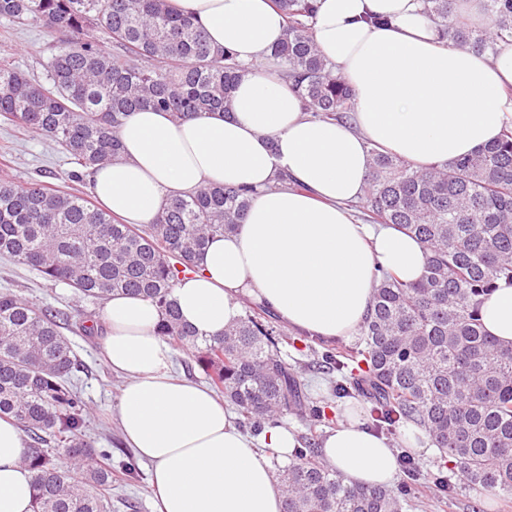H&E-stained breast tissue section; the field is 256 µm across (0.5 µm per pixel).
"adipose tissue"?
Instances as JSON below:
<instances>
[{
  "label": "adipose tissue",
  "mask_w": 512,
  "mask_h": 512,
  "mask_svg": "<svg viewBox=\"0 0 512 512\" xmlns=\"http://www.w3.org/2000/svg\"><path fill=\"white\" fill-rule=\"evenodd\" d=\"M194 17L215 50L242 71L231 112L181 119L135 109L118 131L117 157L89 171L90 190L127 224L152 223L165 202L207 185L253 191L243 224L210 241L176 284L181 319L221 335L244 301L267 305L290 329L326 340L351 336L382 271L413 281L427 250L391 224H364L371 149L418 169L478 151L512 120V41L492 54L457 49L425 15L422 0H316L314 44L354 95L352 119L305 114L273 52L286 19L273 0H168ZM151 300L118 295L104 309L105 362L125 377L117 417L127 448L149 465L154 512H282L266 449L290 454L286 428L253 437L223 400L173 370ZM485 331L512 345V285L481 306ZM348 483L393 485V448L349 413L321 442ZM18 426L0 419V512H33Z\"/></svg>",
  "instance_id": "1"
}]
</instances>
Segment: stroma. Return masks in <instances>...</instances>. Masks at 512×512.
Here are the masks:
<instances>
[{
	"instance_id": "obj_1",
	"label": "stroma",
	"mask_w": 512,
	"mask_h": 512,
	"mask_svg": "<svg viewBox=\"0 0 512 512\" xmlns=\"http://www.w3.org/2000/svg\"><path fill=\"white\" fill-rule=\"evenodd\" d=\"M47 43L48 37L39 26L18 27L0 20V50H8L12 66L32 78L39 80L43 77L40 60ZM70 168L66 154L52 141L0 122V177L17 182L40 180L89 194L88 182L76 184L68 180ZM2 288L16 289L33 303L70 312L71 320L63 333L82 364L74 376V383L90 409L86 419L87 438L94 448L112 451V512H153L147 469L143 464L134 463L115 417L114 407L124 379L112 373L104 361L103 304L79 298L66 285L48 282L34 269L5 257H0ZM313 346L310 337L291 331L282 343L281 351L283 359L298 375L307 396L320 401L328 395L336 373L315 366ZM438 455V450L434 449L419 457L424 476L411 485L412 512H512V501L473 488L456 475L449 478L452 495L443 494L427 479L428 474L436 470ZM127 462L133 463L132 472L124 471L123 465Z\"/></svg>"
}]
</instances>
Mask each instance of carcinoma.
<instances>
[{
  "instance_id": "cac0c4a2",
  "label": "carcinoma",
  "mask_w": 512,
  "mask_h": 512,
  "mask_svg": "<svg viewBox=\"0 0 512 512\" xmlns=\"http://www.w3.org/2000/svg\"><path fill=\"white\" fill-rule=\"evenodd\" d=\"M287 18L275 50L304 111L343 120L353 93L318 54L308 21L314 0H276ZM442 36L462 49L491 53L512 38V0H487L489 27H473L457 0H423ZM0 18L41 27L49 37L40 82L0 60V121L60 145L80 182L119 152L129 113L153 106L179 118L229 112L239 65L214 53L209 36L166 0H0ZM110 39L107 48L102 38ZM363 209L367 222L394 224L427 250L422 276L385 272L358 342L322 353L336 369L332 395L362 397L368 427L398 438L414 425L438 449L445 471L469 485L512 497V346L486 334L480 307L498 282L512 284V123L472 156L416 169L371 150ZM249 191L209 185L170 198L153 223L136 227L83 196L42 181L0 178V254L107 302L117 294L152 300L157 332L191 356L212 388L259 432L282 415L321 418L280 356L281 332L263 306L244 302L240 320L203 338L179 318L173 289L218 235L233 233ZM67 314L0 290V418L26 434L22 463L33 473V512H111L112 454L85 439L84 404L71 379L79 369L63 326ZM400 467L419 472L410 450ZM283 512H408L410 492L347 484L302 437L276 468Z\"/></svg>"
}]
</instances>
